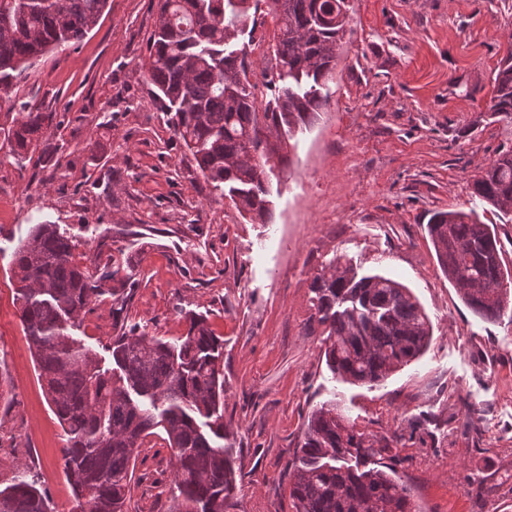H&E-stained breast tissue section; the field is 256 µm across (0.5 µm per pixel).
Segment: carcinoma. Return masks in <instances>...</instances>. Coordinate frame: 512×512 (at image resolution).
<instances>
[{
    "instance_id": "cac0c4a2",
    "label": "carcinoma",
    "mask_w": 512,
    "mask_h": 512,
    "mask_svg": "<svg viewBox=\"0 0 512 512\" xmlns=\"http://www.w3.org/2000/svg\"><path fill=\"white\" fill-rule=\"evenodd\" d=\"M266 5L277 36L262 69L271 96L258 111L248 43L238 42L250 11ZM108 0H0L11 34L0 39V90L12 93L43 55L76 44ZM349 0H158L148 45L154 95L212 189L253 224H270L267 184L285 163L287 142L330 106V83L352 38ZM489 111L512 123V49L493 74ZM8 142L25 159L33 136L55 113L20 100ZM472 195L512 214V148L500 151L472 182ZM428 234L438 264L464 302L485 319L512 321V276L504 271L493 228L474 213L439 211ZM74 244L57 225L35 224L12 255L15 301L39 380L65 434L63 471L81 512H126L136 455L160 436L173 450L170 512H229L238 474L224 447V341L202 315L189 317L175 342L133 325L112 339V369L72 331L105 282L73 260ZM315 320L326 364L342 381L379 385L421 356L432 338L428 316L402 283L360 275L340 261L313 279ZM382 462V449L355 424L321 406L306 420L295 450L291 496L296 512H416L410 489ZM0 512H53L30 472L0 488Z\"/></svg>"
}]
</instances>
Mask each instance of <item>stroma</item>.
<instances>
[{"instance_id":"1","label":"stroma","mask_w":512,"mask_h":512,"mask_svg":"<svg viewBox=\"0 0 512 512\" xmlns=\"http://www.w3.org/2000/svg\"><path fill=\"white\" fill-rule=\"evenodd\" d=\"M331 104L298 134L271 185L275 220L251 224L212 192L153 98L146 73L157 0H109L97 25L47 52L26 88L56 122L24 160L0 100V485L37 473L56 512H75L54 415L13 301L12 251L30 225L72 236L131 278L124 304L94 298L76 336L111 366L119 325L173 341L205 316L224 342V421L241 474L236 512H295L289 466L309 412L335 405L389 447L419 512H512V323L462 301L427 224L475 210L512 271V215L471 182L512 146L492 116V76L512 44V0H351ZM411 289L432 326L415 361L375 387L327 367L314 275L333 259ZM129 512H169L173 457L148 437Z\"/></svg>"}]
</instances>
